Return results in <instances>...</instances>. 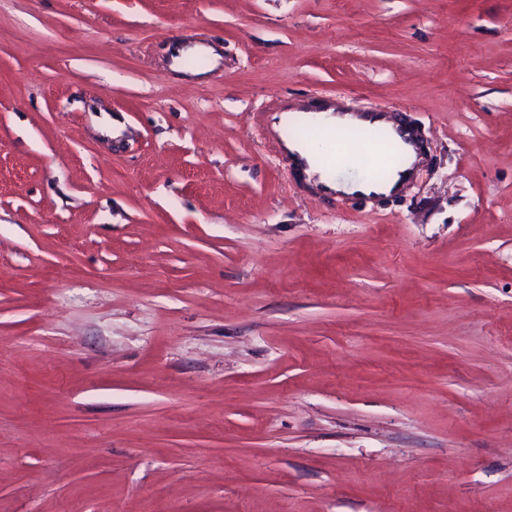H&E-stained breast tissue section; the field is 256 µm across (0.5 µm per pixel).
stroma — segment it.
<instances>
[{
    "label": "stroma",
    "mask_w": 512,
    "mask_h": 512,
    "mask_svg": "<svg viewBox=\"0 0 512 512\" xmlns=\"http://www.w3.org/2000/svg\"><path fill=\"white\" fill-rule=\"evenodd\" d=\"M327 94L401 192L304 187ZM0 512H512V0H0ZM309 112H331L334 116H349L351 121L343 124L340 128L346 129L360 146H364V152L360 149L361 159L358 164L363 167H371L370 170L364 171L350 165V159L347 153V145L345 142L335 143L328 154L323 158V165L330 166L338 171H352L358 178L366 180L375 185H383L386 177H378L374 174L375 167L381 166L387 162V155L384 144L378 141H370L368 135L373 132L381 133L385 138L393 154L397 155L396 150L403 148L408 151L420 152L417 140L409 126L400 122L392 123L389 121L392 113L389 110H371V111H351L347 109L340 99L336 97H325L316 107H311L302 100L282 101L271 118V130L281 139V143L286 151L289 141H301L298 137L288 139V125L292 124L295 128H308L325 133L327 130L308 121L306 115ZM371 144H377L383 147V152L379 155L376 150L374 153L368 152L367 147Z\"/></svg>",
    "instance_id": "stroma-1"
}]
</instances>
